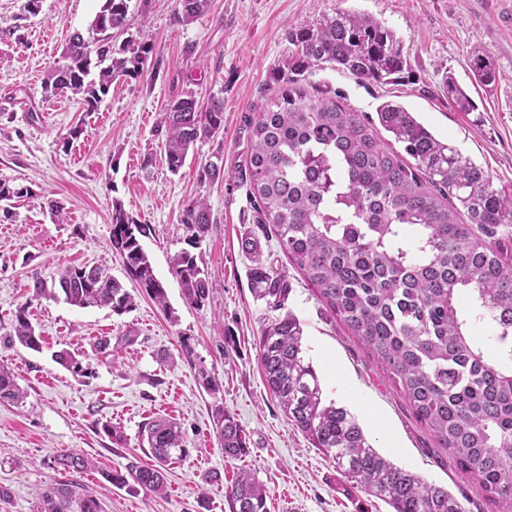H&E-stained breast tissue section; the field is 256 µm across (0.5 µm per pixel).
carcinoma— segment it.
I'll list each match as a JSON object with an SVG mask.
<instances>
[{
    "mask_svg": "<svg viewBox=\"0 0 512 512\" xmlns=\"http://www.w3.org/2000/svg\"><path fill=\"white\" fill-rule=\"evenodd\" d=\"M209 7L210 0H177V18L189 24ZM128 8L129 0H104L90 25L97 37L70 36L63 63L42 84L44 96H78L92 112L114 79L141 74L154 44H112V32L125 29ZM287 40L291 51L268 74L274 96L245 120V157L228 163L217 155L203 167L211 179L246 186L253 219L238 243L251 262V293L274 312L285 308L288 274L263 252L262 240L273 237L323 306L401 390L437 447L447 449L493 502L512 506V262L499 236L512 225V194L494 188L483 168L436 139L403 106L385 102L374 120L332 90L308 91L309 76L325 65L363 82L403 81L409 65L392 30L370 16L338 11L289 30ZM471 71L484 86L496 82L484 51L473 54ZM444 85L459 111H478L453 74ZM159 127L167 169L177 174L191 147L224 129V106L213 101L205 107L188 91L170 101ZM382 130L402 150L388 146ZM26 194L0 182V219H9L7 204ZM179 223L187 247L173 257L172 273L186 302L202 307L210 298L209 276L193 249L212 229L206 200L190 202ZM149 231L120 203L112 204L111 243L128 278L168 311L166 288L141 243ZM59 294L80 309L123 314L135 305L124 284L98 265L68 267L49 282L35 278L33 299ZM482 322L493 328V354L472 335ZM303 334L302 322L288 311L258 337L265 386L288 419L392 512H466L447 488L381 455L345 408L325 403L304 356ZM15 340L32 350L41 344L25 305L7 342ZM25 396L13 371L0 365V402L19 403ZM213 419L224 459H240L247 444L236 418L217 404ZM143 434L153 462L133 456L126 474L105 478L116 484L130 479L161 496L164 466L184 451V437L164 417L146 424ZM52 463L64 478L37 491L36 512H104L101 500L70 478L91 466L87 457L60 451ZM227 497L232 512H267L265 489L246 471L237 472Z\"/></svg>",
    "mask_w": 512,
    "mask_h": 512,
    "instance_id": "1",
    "label": "carcinoma"
}]
</instances>
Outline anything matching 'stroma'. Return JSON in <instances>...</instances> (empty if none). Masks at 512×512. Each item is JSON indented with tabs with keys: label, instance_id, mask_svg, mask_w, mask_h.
<instances>
[{
	"label": "stroma",
	"instance_id": "35a3bbf8",
	"mask_svg": "<svg viewBox=\"0 0 512 512\" xmlns=\"http://www.w3.org/2000/svg\"><path fill=\"white\" fill-rule=\"evenodd\" d=\"M26 2L0 0V182L31 191L16 200L12 218L0 222V338L24 305L43 342L33 351L0 341V364L27 392L21 404L0 402V512H35L37 488L59 477L50 458L62 449L95 461V469L76 480L97 491L105 512H231L226 490L242 469L264 484L269 512H390L348 482L267 391L257 338L273 314L253 298L249 262L238 244L251 217L246 189L205 178L201 170L215 154L244 155V117L269 97L268 71L288 53V30L342 10L391 29L403 44L410 78L377 85L328 68L314 71L311 83L329 86L370 114L386 101L402 104L481 166L495 188L512 193V0H211L209 11L189 24L177 22L175 0H130L126 28L115 32L114 42L147 40L155 51L140 76L114 80L92 112L75 97L43 96L41 85L61 63L69 35L88 31L103 0H41L34 15ZM477 49L494 62L493 87L470 83ZM450 73L468 86L478 111H458L443 93ZM189 90L205 103L221 100L224 130L191 148L174 175L161 159L165 135L157 122L168 102ZM76 126L82 132L70 138ZM46 193L64 204L65 223L41 208ZM196 198L207 201L214 220L197 248L211 282L202 307L184 300L171 272L187 236L179 217ZM116 201L150 225L143 247L174 317L133 282L127 289L136 304L122 315L33 299L34 276L51 279L69 266L102 264L125 280L111 244ZM263 249L288 272L286 306L304 324L303 348L327 400L355 416L372 446L395 464L465 492L466 512H491L476 481L435 447L374 359L289 268L277 242H264ZM102 336L112 339L106 357L95 349ZM63 349L81 361L86 376L56 362ZM204 372L223 383L218 396L201 388ZM218 404L247 435V453L230 464L214 432ZM160 415L180 423L186 444L168 467L165 494L106 481L105 472H124L131 455L147 458L140 431Z\"/></svg>",
	"mask_w": 512,
	"mask_h": 512
}]
</instances>
